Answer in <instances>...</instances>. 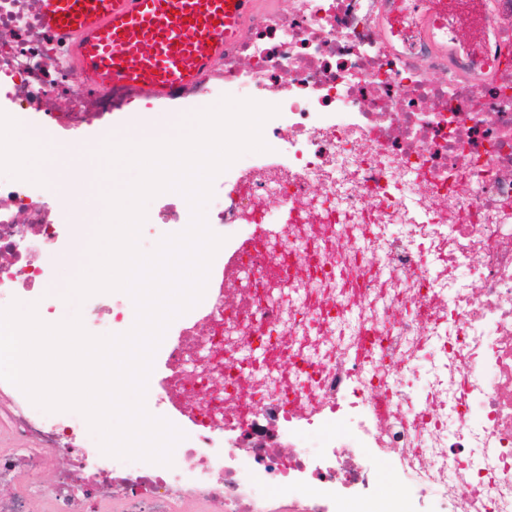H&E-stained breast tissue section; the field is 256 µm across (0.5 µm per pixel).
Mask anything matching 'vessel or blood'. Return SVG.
<instances>
[{
	"label": "vessel or blood",
	"mask_w": 512,
	"mask_h": 512,
	"mask_svg": "<svg viewBox=\"0 0 512 512\" xmlns=\"http://www.w3.org/2000/svg\"><path fill=\"white\" fill-rule=\"evenodd\" d=\"M256 0H40L44 26L71 38L90 82L167 101L244 32Z\"/></svg>",
	"instance_id": "obj_1"
}]
</instances>
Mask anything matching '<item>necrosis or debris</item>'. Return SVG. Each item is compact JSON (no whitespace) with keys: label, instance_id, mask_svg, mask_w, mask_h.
<instances>
[{"label":"necrosis or debris","instance_id":"4bbe7bcc","mask_svg":"<svg viewBox=\"0 0 512 512\" xmlns=\"http://www.w3.org/2000/svg\"><path fill=\"white\" fill-rule=\"evenodd\" d=\"M226 96L278 113L206 208L249 226L225 267L246 285L208 280L206 330L180 329L146 392L188 443L169 466L109 456L83 415L16 391L33 445L0 451V512H345L383 455L408 512H512V0H277L173 103ZM137 98L83 82L36 0H0V308L45 283L64 233L12 129L68 143ZM131 315L97 293L85 321Z\"/></svg>","mask_w":512,"mask_h":512}]
</instances>
